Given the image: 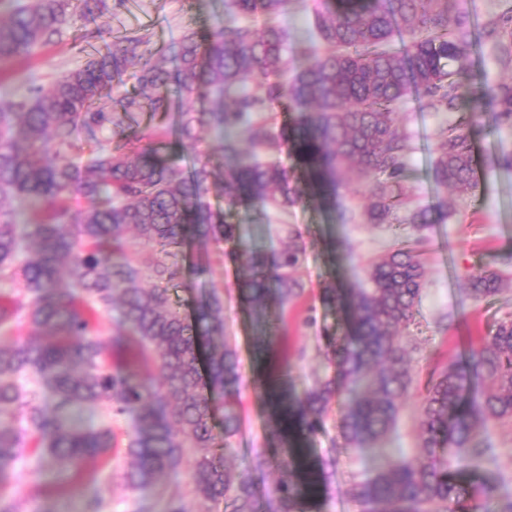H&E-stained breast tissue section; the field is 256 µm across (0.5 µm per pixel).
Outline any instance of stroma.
Listing matches in <instances>:
<instances>
[{
  "label": "stroma",
  "instance_id": "obj_1",
  "mask_svg": "<svg viewBox=\"0 0 512 512\" xmlns=\"http://www.w3.org/2000/svg\"><path fill=\"white\" fill-rule=\"evenodd\" d=\"M461 9L473 29L467 77L460 89L463 99L473 91L512 81V64L501 61V49L484 40L487 25L512 9V0H461ZM224 13V0H126L124 6L105 11L94 23L74 19L55 43L37 49L28 58L13 57L0 63V96H24L44 87L60 72L86 63L91 54L105 49L129 31L149 33V48L174 68V51L186 27L208 29ZM455 119L451 112L423 110L416 95H409L398 110L397 125L410 136L404 188L412 206L447 202L448 217L424 230L426 285L420 306V327L399 329L407 348L415 382L405 397L396 429L375 446L351 447L344 443L335 422L319 433L302 432L296 416L288 415L280 399L282 388L302 394L325 371L327 337L344 336L350 323L347 301L350 289L365 282L369 262L393 247L395 231L411 232L409 209L399 210L395 226L365 223L361 205L366 185H348L328 197L315 183L298 148L282 146L276 158L293 169L303 190L295 207L278 210L247 203L226 210L227 223L237 225L239 237L250 248L272 254L285 247V225L303 233L306 255L296 272L304 292L288 305L286 334L265 337L263 326L250 314L237 284L250 271L212 250L211 264L202 278L176 288L175 298L191 312L203 291L216 288L224 296V325L239 361L240 432L224 455L231 474L252 469L259 501H266L282 474L284 462L313 478L304 494L307 512H359L351 496L353 481L382 467L387 461L417 448V416L423 384L433 368L465 365L471 346L487 326L512 313V288L493 297L474 300L468 278L485 269L512 281V168L499 165L512 155V126H494L490 112L478 113L471 130L475 185L462 193L436 185L432 160L439 131ZM336 289L342 296L336 306H323L320 292ZM317 309V323L305 325L309 307ZM85 426L111 425L115 447L109 460H88L83 475L62 495L45 496L52 475L35 466L32 445L7 468L6 494L18 512H85L96 496L105 502L103 512H165L169 502L184 512H206L193 493V456L165 471L151 486L130 487L125 475L132 461L125 451L126 434L133 416L113 417L106 407L81 414ZM487 450L479 468L465 472L462 484L484 481L495 485L500 501L512 500V425L494 424L475 431Z\"/></svg>",
  "mask_w": 512,
  "mask_h": 512
}]
</instances>
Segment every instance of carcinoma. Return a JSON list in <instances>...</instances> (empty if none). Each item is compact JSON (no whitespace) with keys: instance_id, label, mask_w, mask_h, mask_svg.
<instances>
[{"instance_id":"carcinoma-1","label":"carcinoma","mask_w":512,"mask_h":512,"mask_svg":"<svg viewBox=\"0 0 512 512\" xmlns=\"http://www.w3.org/2000/svg\"><path fill=\"white\" fill-rule=\"evenodd\" d=\"M8 3L7 18L0 17V55L16 57L61 38L73 14L93 22L109 8L107 0ZM287 5L224 0V16L212 28L187 29L173 70L149 51L147 36L131 33L45 89L0 98V282L17 286L0 307V332L25 323L40 337L0 340V466L17 458L22 433L13 419L19 412L38 448L36 465L63 489L61 464L77 468L87 458L112 454L111 428H84L75 419L84 408L104 405L115 415L137 413L126 442L136 461L126 474L130 486L153 484L191 448L197 498L212 506L223 502L225 512H257L252 479L233 478L224 468V451L240 430L239 366L224 336V298L209 290L189 319L166 288L206 274L211 246L239 240L236 226L207 196H224L229 209L243 201L282 209L298 204L302 193L293 170L260 157L290 141L323 189L364 183L365 221L391 222L407 203L402 179L409 150L395 114L412 92L431 112L458 113L438 135L435 183L461 192L473 188L468 130L475 113L461 111L458 94L472 30L455 0H318L308 45L293 50L303 59L297 70L288 59V29L260 32L238 21L240 15H278ZM451 12L457 13L453 26ZM396 35L403 48H386ZM130 66L138 67L141 93L112 95ZM173 87L186 99L210 103L205 110H181L175 131L192 147L196 128L214 132L228 162L218 182L208 159L184 172L168 152L164 131L122 129L115 146L95 137L94 131L115 124L119 111L147 106L167 117ZM282 99L294 115L276 128L263 113ZM473 101L493 112L496 125L512 126L511 83ZM84 132L86 155L77 164L70 152ZM73 196L86 206L73 209ZM447 216L437 206L415 209L410 223L418 235L397 239L395 248L369 263L371 287L352 291L353 332L327 341L332 373L293 400L309 433L324 430L334 404L340 436L353 447L381 441L396 426L413 379L395 329L419 315L425 286L420 232ZM304 253L295 226L288 228V246L270 275L258 252L226 253L251 270L238 291L256 318H266L273 306L282 311L302 295L295 273ZM147 279L153 281L149 287ZM469 282L473 297L483 299L502 291L503 278L489 269ZM117 293L121 318L105 338L98 312L112 307ZM133 347L152 356L158 373L111 369L112 352ZM219 411L222 437L214 433ZM491 422H512V316L494 324L472 349L467 368L428 374L419 452L354 483L360 512H433L437 506L441 512H489L496 488L483 483L465 489L458 477L483 453L472 445L474 428ZM275 493V512H304L293 471Z\"/></svg>"}]
</instances>
